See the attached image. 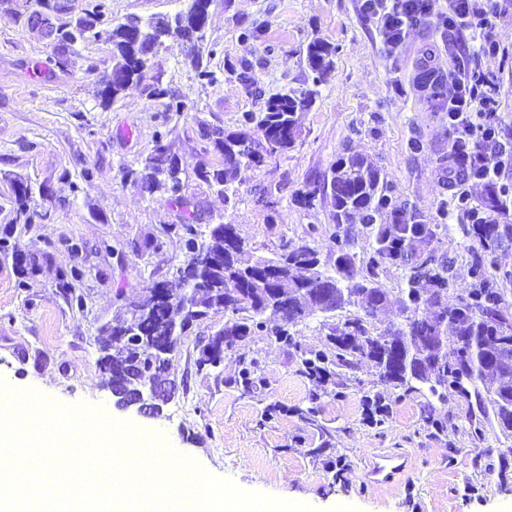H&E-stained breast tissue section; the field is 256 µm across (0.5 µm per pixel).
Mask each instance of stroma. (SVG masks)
Returning <instances> with one entry per match:
<instances>
[{"label": "stroma", "instance_id": "obj_1", "mask_svg": "<svg viewBox=\"0 0 512 512\" xmlns=\"http://www.w3.org/2000/svg\"><path fill=\"white\" fill-rule=\"evenodd\" d=\"M108 3L118 22L181 7L179 0ZM35 8L34 0H0V230L13 217L14 180L27 181L36 189V216L16 234L38 262L24 278L11 252L0 251V383L67 407H101L113 419L162 433L177 456L211 475L314 512L343 505L349 512H512V437L502 434L490 404L381 387L367 359L321 378L303 374L302 358L336 351L321 313L291 326L292 343L256 332L225 347L219 367L201 370V345L224 327V314H211L171 357L177 392L154 418L118 408L97 363L100 328L149 283L177 288L176 269L186 259L182 241L165 231L176 223V210L124 181L123 168H138L158 132L185 166L221 167L219 154L203 151L197 120L234 130L243 113H262L269 98L293 89L318 90L294 148L244 172L228 200L189 181L186 193L202 224L233 221L256 256L306 244L333 266L331 166L348 146L371 157L395 200L432 225L431 258L453 263L449 301L472 288L471 269L482 251L467 216L441 210L450 196L443 177L453 151L448 114L418 86L425 52H434L436 70L447 73L449 52L471 31L448 30L431 17L392 53L362 15L360 0H214L213 83L200 82L185 65L181 43L167 41L153 60L151 77L182 95L178 114L140 83L102 107L110 44L89 37L60 66L45 27L29 21ZM247 28L257 29L258 38H243ZM490 33L498 53H472L467 62L501 83L500 138L510 143L512 0H503ZM316 38L336 49L317 85L306 61ZM414 138L421 150L410 149ZM269 186L277 189L275 219L258 201ZM308 187L318 191L312 209L294 201ZM75 267L84 273L76 284L79 307L57 288L60 274ZM378 391L388 411L372 424L366 407ZM384 454L402 456L403 473L389 485L367 483L366 472Z\"/></svg>", "mask_w": 512, "mask_h": 512}]
</instances>
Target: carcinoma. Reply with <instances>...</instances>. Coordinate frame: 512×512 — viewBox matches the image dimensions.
Masks as SVG:
<instances>
[{
    "label": "carcinoma",
    "mask_w": 512,
    "mask_h": 512,
    "mask_svg": "<svg viewBox=\"0 0 512 512\" xmlns=\"http://www.w3.org/2000/svg\"><path fill=\"white\" fill-rule=\"evenodd\" d=\"M212 0H187L172 16H159L147 23L136 19L113 23L110 7L97 0L85 15L64 27L49 25L45 11L33 15L37 23L49 26L53 51L59 64L66 65L76 46L95 30L112 46V71L100 92V104L110 105L129 84L142 81L150 59L145 48L135 45L129 35L132 27H140L146 41L160 48L169 38H176L182 28L205 22ZM335 49L320 40L306 48L313 82L332 65ZM214 50L206 43L192 45L187 58L197 78L212 82L208 59ZM152 98L167 100L172 112H183L181 98L169 93V86L158 81L145 86ZM315 90L290 91L271 98L260 117L245 115L244 127L228 131L221 125L197 122L198 138L205 151L223 158V168L193 171L182 165L171 153L165 135L159 133L154 146L140 162V168L124 171L125 179L138 184L151 199L162 200L176 208L177 233L188 250L194 248L214 257L216 262L202 268L206 277L204 291L191 299L177 293L166 303L149 305L143 295L129 303L124 317L112 326L101 327L98 343L102 384L115 392H123L137 376L142 365L156 379H168L170 357H159L150 343L131 345L127 333L137 328L150 336L155 331L177 339L188 335L192 327L219 310L229 315L222 329L223 339L231 343L253 332H268L278 339H288V326L317 311L329 319L339 310H348L345 320L328 325L336 346V365L352 366L371 360L379 382L385 386L412 387L418 382L428 387L433 396L445 398L452 388L461 395L484 391L488 396L501 431L512 437V308L506 294L493 287L481 261L472 268L474 287L458 304L448 305V289L453 280L452 265L424 256L433 235L421 216L393 202L388 181L381 169L366 156L345 152L332 165L331 196L336 224V259L334 270L321 266L317 252L308 247L270 257L247 260L248 245L239 236L233 222L208 225L200 230L198 205L184 193L190 176L217 188L228 199L236 193L235 181L243 172L262 166L268 159L295 146L301 133V114L314 99ZM16 207L11 227L32 221L30 203L33 189L20 181L13 185ZM509 188L496 182L487 183L480 209L502 212L508 209ZM360 219L375 224L376 246L367 266L371 275L360 276L356 254L345 233V225ZM470 232L481 249L495 253L512 247V224L471 225ZM11 234L0 237V249L11 247L16 264L24 272L32 265L30 255ZM386 265L404 266L409 270L408 287L391 297L375 280L376 271ZM83 272L74 268L61 276L57 288L64 299L81 302L73 282ZM288 300V315H279V297ZM397 302L403 322L378 330L376 319ZM278 316L279 323L268 325L267 314ZM453 333V343L447 334Z\"/></svg>",
    "instance_id": "obj_1"
}]
</instances>
